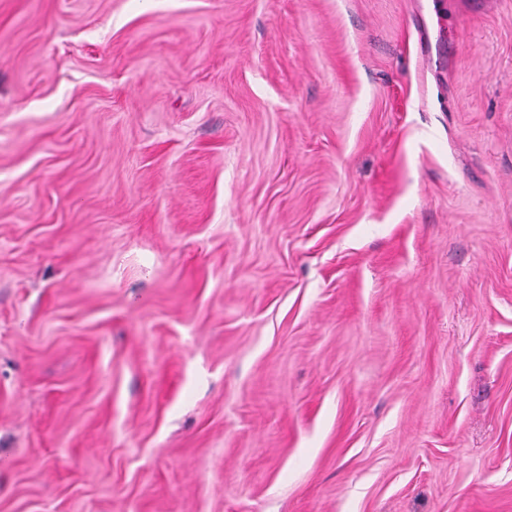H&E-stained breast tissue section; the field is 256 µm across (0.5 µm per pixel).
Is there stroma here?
Masks as SVG:
<instances>
[{"mask_svg":"<svg viewBox=\"0 0 512 512\" xmlns=\"http://www.w3.org/2000/svg\"><path fill=\"white\" fill-rule=\"evenodd\" d=\"M0 512H512V0H0Z\"/></svg>","mask_w":512,"mask_h":512,"instance_id":"35a3bbf8","label":"stroma"}]
</instances>
